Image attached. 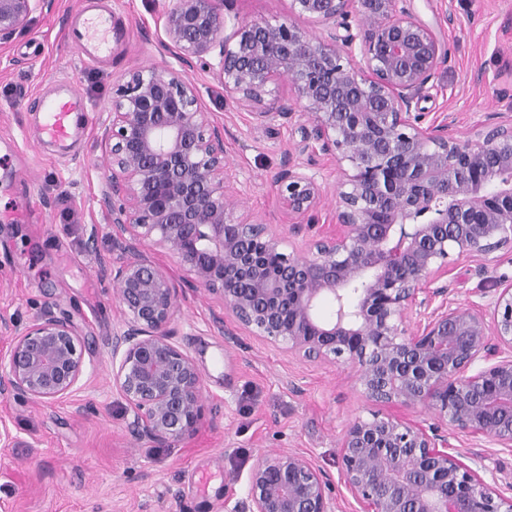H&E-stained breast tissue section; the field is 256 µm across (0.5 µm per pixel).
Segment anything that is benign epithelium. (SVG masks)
Instances as JSON below:
<instances>
[{
  "instance_id": "1",
  "label": "benign epithelium",
  "mask_w": 512,
  "mask_h": 512,
  "mask_svg": "<svg viewBox=\"0 0 512 512\" xmlns=\"http://www.w3.org/2000/svg\"><path fill=\"white\" fill-rule=\"evenodd\" d=\"M232 0H176L157 18L161 46L181 66L213 74L255 120L314 116L303 141L350 163L336 188V223L316 227L306 251L248 215L224 181V126L198 105L182 71L128 72L112 91L101 140L111 172L100 187L116 256L106 275L124 317L111 339L112 376L138 441L174 447L205 413L203 376L175 340L173 278L147 241L174 254L190 284L219 297L218 332L237 327L304 362L356 369L371 401L426 405L435 422L355 418L339 443L338 475L359 512H512V495L486 483L448 442V428L512 451V283L491 302H448L451 253L512 251V119L460 141L452 123L413 104L443 58L438 24L404 0H290L326 28L238 24ZM52 0H0V44ZM358 14L357 31L349 19ZM360 46L363 64L351 59ZM295 98L275 96L283 78ZM290 216L320 203L316 178L293 159L277 177ZM334 306L324 318L322 302ZM0 395L53 402L85 374V338L47 311L18 329L0 320ZM332 479L297 451L272 450L252 466L246 497L229 512H337Z\"/></svg>"
}]
</instances>
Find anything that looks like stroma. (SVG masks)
I'll use <instances>...</instances> for the list:
<instances>
[{"label": "stroma", "instance_id": "1", "mask_svg": "<svg viewBox=\"0 0 512 512\" xmlns=\"http://www.w3.org/2000/svg\"><path fill=\"white\" fill-rule=\"evenodd\" d=\"M55 0L30 26L0 46V317L24 328L47 310L69 317L86 338V372L72 396L42 402L0 396V512H224L244 498L257 457L292 450L337 476L339 438L354 418L396 415L430 422L428 408L379 405L359 391L351 369L298 360L285 349L237 329L238 343L214 331L216 297L191 290L178 258L156 261L179 290L177 340L196 357L204 380L206 419L173 448L136 441L131 415L113 384L112 333L122 324L116 289L103 271L112 253L108 212L99 187L109 173L100 141L112 88L133 69L174 67L156 19L175 0ZM289 0H233L230 23L288 21L313 34L322 28L289 9ZM438 22L445 54L422 90V111L454 119L457 136L512 112V0H410ZM112 13L121 41L97 63L68 37L71 24ZM202 111L224 125L227 179L240 211L270 224L293 245L277 175L287 158L306 166L324 190L314 223L335 221V158L305 150L302 128L313 117L296 107L290 119L257 123L248 104L227 95L212 74L196 69ZM67 90L86 101L68 155L42 140L40 98ZM450 302H490L499 276L512 277V253L477 274V259L451 256ZM454 444L484 458L480 476L512 490V452L458 434Z\"/></svg>", "mask_w": 512, "mask_h": 512}]
</instances>
